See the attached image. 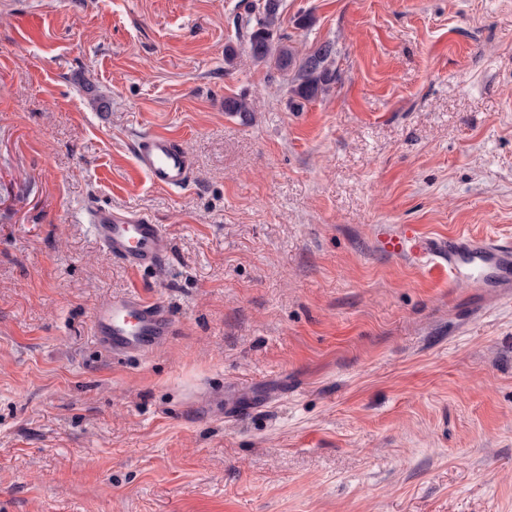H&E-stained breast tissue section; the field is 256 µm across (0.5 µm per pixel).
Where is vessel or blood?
<instances>
[{
	"mask_svg": "<svg viewBox=\"0 0 512 512\" xmlns=\"http://www.w3.org/2000/svg\"><path fill=\"white\" fill-rule=\"evenodd\" d=\"M135 164L152 185L174 190L192 178L188 153L173 136L148 131L135 144ZM90 229L103 249L132 268L161 266L167 252V237L161 225L135 215L105 208L89 212ZM389 252L428 254L448 264L453 279H467L476 286L512 288V241L496 238L451 236L426 239L416 228L405 227L388 237ZM93 326L100 346L112 355H140L163 343L172 333L167 305L139 293L112 299L97 306Z\"/></svg>",
	"mask_w": 512,
	"mask_h": 512,
	"instance_id": "vessel-or-blood-1",
	"label": "vessel or blood"
}]
</instances>
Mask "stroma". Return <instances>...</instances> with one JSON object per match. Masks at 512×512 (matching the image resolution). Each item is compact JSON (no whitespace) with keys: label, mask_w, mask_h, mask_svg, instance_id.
<instances>
[{"label":"stroma","mask_w":512,"mask_h":512,"mask_svg":"<svg viewBox=\"0 0 512 512\" xmlns=\"http://www.w3.org/2000/svg\"><path fill=\"white\" fill-rule=\"evenodd\" d=\"M256 2L0 0V512H512V302L382 246L512 239V0H283L337 51L302 112ZM146 129L187 187L137 172ZM134 291L175 332L121 359L92 314ZM135 164L153 186L174 190L186 186L192 178L188 153L173 136L148 131L135 144ZM89 223L103 249L126 266L139 269L164 263L167 237L161 225L98 207L90 210Z\"/></svg>","instance_id":"stroma-1"}]
</instances>
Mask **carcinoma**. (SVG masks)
<instances>
[{"label":"carcinoma","mask_w":512,"mask_h":512,"mask_svg":"<svg viewBox=\"0 0 512 512\" xmlns=\"http://www.w3.org/2000/svg\"><path fill=\"white\" fill-rule=\"evenodd\" d=\"M282 2L262 0L257 13L247 16L241 27L245 28L252 59L288 76L289 108L293 112H302L307 105L327 95L338 82L337 51L333 42L325 41L303 52L291 38L277 35ZM224 111L248 120L255 112L254 100L245 95L227 97Z\"/></svg>","instance_id":"1"}]
</instances>
